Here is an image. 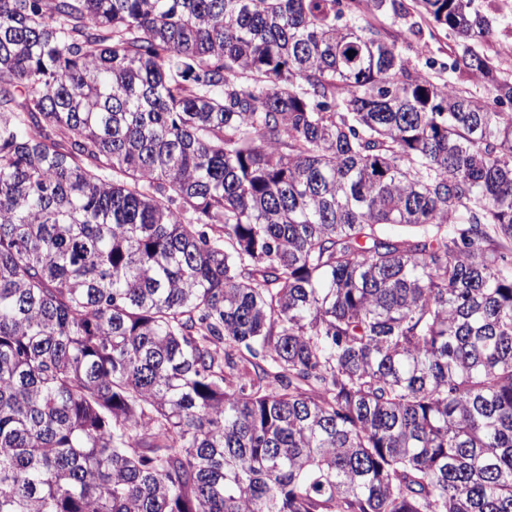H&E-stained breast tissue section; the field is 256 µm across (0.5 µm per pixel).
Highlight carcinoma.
<instances>
[{"instance_id": "cac0c4a2", "label": "carcinoma", "mask_w": 512, "mask_h": 512, "mask_svg": "<svg viewBox=\"0 0 512 512\" xmlns=\"http://www.w3.org/2000/svg\"><path fill=\"white\" fill-rule=\"evenodd\" d=\"M496 27L0 0V512H512ZM419 25L422 27V35L414 36L413 34L410 33V31L408 30V26H406V25H396V26L391 27V30H393V32L395 34H397L400 37V39H402L404 41L414 42L419 38H422L424 40H429V42L432 46L433 57L436 58L439 62H441V61L447 62V60H448V45L446 42H448V41H446L445 39H440L438 41H432L430 39L429 29H428L426 23L423 21Z\"/></svg>"}]
</instances>
